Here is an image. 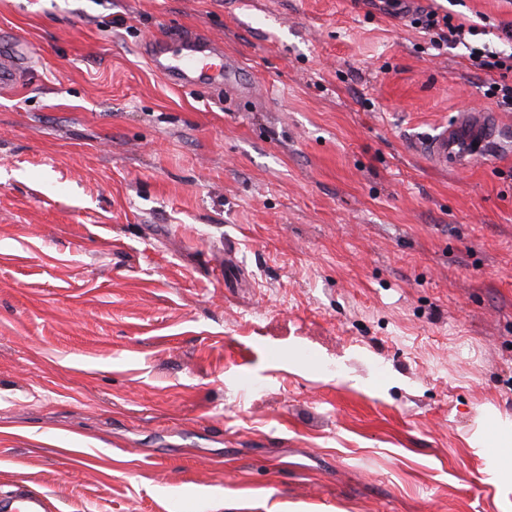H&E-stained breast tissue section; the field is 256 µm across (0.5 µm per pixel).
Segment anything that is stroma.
<instances>
[{
	"label": "stroma",
	"instance_id": "stroma-1",
	"mask_svg": "<svg viewBox=\"0 0 512 512\" xmlns=\"http://www.w3.org/2000/svg\"><path fill=\"white\" fill-rule=\"evenodd\" d=\"M486 27L512 0H421ZM208 33L247 98L149 41ZM0 493L512 512V109L385 0H0ZM499 127L466 169L420 142ZM342 365L327 373L323 360ZM24 55L13 42H0V86L14 84L21 75L20 63L15 60Z\"/></svg>",
	"mask_w": 512,
	"mask_h": 512
}]
</instances>
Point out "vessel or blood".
<instances>
[{
  "label": "vessel or blood",
  "mask_w": 512,
  "mask_h": 512,
  "mask_svg": "<svg viewBox=\"0 0 512 512\" xmlns=\"http://www.w3.org/2000/svg\"><path fill=\"white\" fill-rule=\"evenodd\" d=\"M179 43L182 51L172 60L166 56L165 42H151L150 52L155 67L177 85L211 80L217 61L224 58L221 48L206 34L185 36ZM20 55L14 43L0 42V86L12 85L20 77ZM496 126L497 120L492 113L464 111L455 121L425 140L421 148L433 165L464 167L482 155ZM0 512H50V502L27 482L18 480L13 483L8 496L0 498Z\"/></svg>",
  "instance_id": "b4317fda"
}]
</instances>
